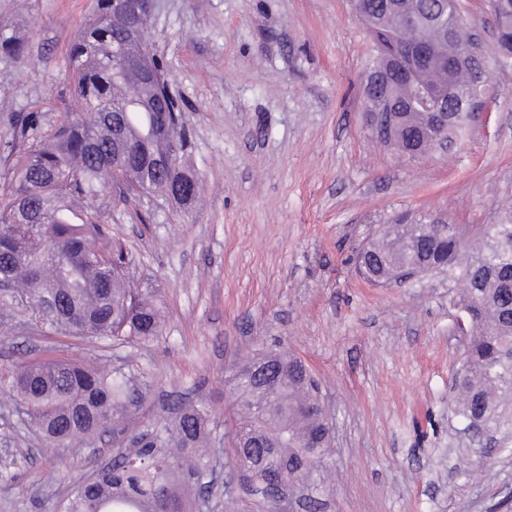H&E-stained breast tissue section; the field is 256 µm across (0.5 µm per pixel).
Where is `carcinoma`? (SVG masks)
<instances>
[{
    "mask_svg": "<svg viewBox=\"0 0 512 512\" xmlns=\"http://www.w3.org/2000/svg\"><path fill=\"white\" fill-rule=\"evenodd\" d=\"M367 4L373 20L366 25L382 65L386 54L403 52L408 33L382 15V0ZM494 18L496 30L512 39V0H498ZM445 26L442 35L418 24V35L433 49L418 67L420 83H449L462 100L477 89L486 91L464 55L473 38L458 8H448ZM124 47L128 58L140 59L139 37L124 39L112 0H98L95 17L70 49L69 92L90 117L66 118L47 130L32 113L18 117L3 148L4 160L14 163L0 190V279L17 286L18 303L36 327L67 335L80 325L107 344L149 339L158 335L162 321L150 296L125 286L123 270L130 259L112 246V235L101 224L100 197L112 187L124 198L134 194L146 176L153 189L168 192L170 170L190 174L181 165L182 106L164 82L154 85V96L159 109L173 113L172 138L156 144L148 132L139 133L126 171L117 173L112 120L120 105L139 94L128 70L114 67L113 52ZM0 52L21 59L25 44L0 32ZM395 94L400 110L411 113V125H419L422 108L409 106L406 81L396 80ZM383 237L420 244L426 270L446 271L462 284V306L474 329L455 407L466 420L496 423L501 398L512 396V360L504 357L512 343V223L487 224L470 244L453 235L427 239L422 224H391ZM370 249L373 267L387 275L405 258L388 256L376 240ZM0 385L17 396L30 422L53 442L72 443L103 431L118 436L134 402L131 378L122 370L51 357L15 365ZM230 388L237 415L232 432L251 443L233 450V468L247 471L254 489L275 469L301 480L312 463L306 449L269 448L267 435L285 430L300 438L327 423L312 377L291 376L271 392L249 395L237 382ZM214 434L205 402L180 405L174 420L149 424L135 450L87 477L73 478L58 512H187L182 487L206 486L211 460L205 445Z\"/></svg>",
    "mask_w": 512,
    "mask_h": 512,
    "instance_id": "obj_1",
    "label": "carcinoma"
}]
</instances>
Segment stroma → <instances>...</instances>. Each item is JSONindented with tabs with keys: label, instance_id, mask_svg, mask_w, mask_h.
<instances>
[{
	"label": "stroma",
	"instance_id": "1",
	"mask_svg": "<svg viewBox=\"0 0 512 512\" xmlns=\"http://www.w3.org/2000/svg\"><path fill=\"white\" fill-rule=\"evenodd\" d=\"M489 78L482 112L448 151L418 158L382 143L365 80L376 51L350 0H155L144 34L184 104L182 158L198 194L103 209L134 262L130 287L150 289L160 334L112 348L37 331L0 300V372L20 358L70 357L135 376L143 398L127 435L173 415V395L232 416L230 366L260 350L303 360L317 379L332 445L288 496V512H512V402L493 442L470 444L452 398L467 349L461 289L445 273L374 285L355 270L369 234L445 224L473 238L512 205V57L502 54L488 0H459ZM97 0H0V26L27 47L0 55V142L16 114L54 126L74 109L64 91L69 48ZM0 389V512H55L65 463L89 475L122 445L47 443ZM211 454L209 497L193 512H279L249 495Z\"/></svg>",
	"mask_w": 512,
	"mask_h": 512
}]
</instances>
